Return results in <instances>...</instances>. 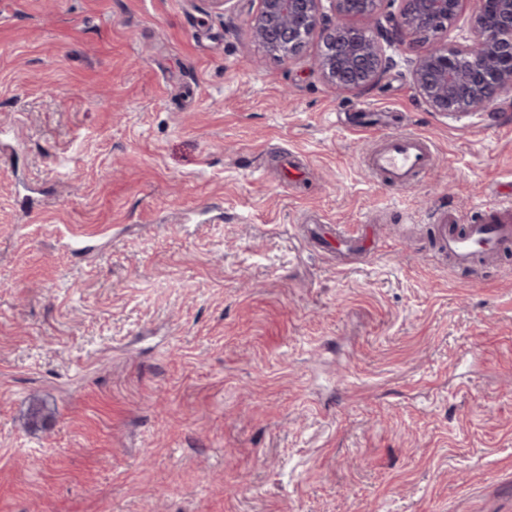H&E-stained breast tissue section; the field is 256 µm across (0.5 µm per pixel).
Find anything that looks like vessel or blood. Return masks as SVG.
I'll return each mask as SVG.
<instances>
[{"label":"vessel or blood","mask_w":512,"mask_h":512,"mask_svg":"<svg viewBox=\"0 0 512 512\" xmlns=\"http://www.w3.org/2000/svg\"><path fill=\"white\" fill-rule=\"evenodd\" d=\"M433 157L430 140L421 134H383L365 163L373 175L409 189L428 173ZM435 220L441 249L457 263L466 264L477 255L497 253L501 245L512 242V196L484 205L480 218L470 224L445 210L438 211Z\"/></svg>","instance_id":"b4317fda"}]
</instances>
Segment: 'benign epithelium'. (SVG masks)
Segmentation results:
<instances>
[{
  "instance_id": "obj_1",
  "label": "benign epithelium",
  "mask_w": 512,
  "mask_h": 512,
  "mask_svg": "<svg viewBox=\"0 0 512 512\" xmlns=\"http://www.w3.org/2000/svg\"><path fill=\"white\" fill-rule=\"evenodd\" d=\"M474 3L472 39L453 50L433 47L411 61V79L435 112L459 116L512 96V0H397L377 33L352 20L371 17L382 0H259L250 33L266 51L288 61L299 55L316 29L325 50L318 60L323 76L338 91L373 86L388 58L383 44L429 41L448 29L464 4Z\"/></svg>"
}]
</instances>
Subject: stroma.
I'll return each instance as SVG.
<instances>
[{"mask_svg": "<svg viewBox=\"0 0 512 512\" xmlns=\"http://www.w3.org/2000/svg\"><path fill=\"white\" fill-rule=\"evenodd\" d=\"M257 8L0 0V512H512V242L427 222L512 192V97L431 111L422 42L336 92ZM430 140L418 133L383 134L365 157L373 175L393 186L410 189L433 165ZM481 217L471 224L453 212L440 210L435 216L440 248L448 258L467 264L478 254H495L512 241V196L484 204Z\"/></svg>", "mask_w": 512, "mask_h": 512, "instance_id": "stroma-1", "label": "stroma"}]
</instances>
